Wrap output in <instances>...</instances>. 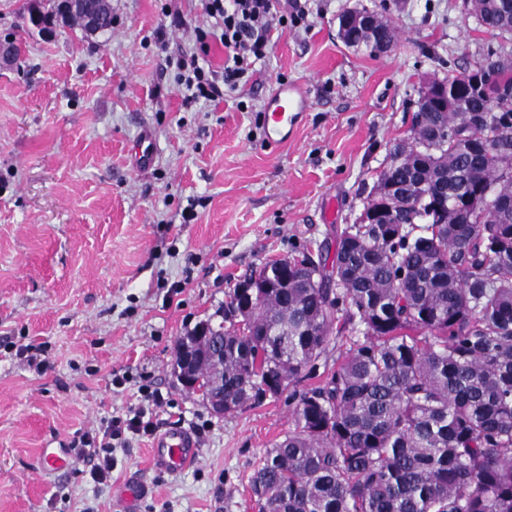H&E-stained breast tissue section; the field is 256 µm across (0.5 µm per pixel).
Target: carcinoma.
<instances>
[{"mask_svg":"<svg viewBox=\"0 0 512 512\" xmlns=\"http://www.w3.org/2000/svg\"><path fill=\"white\" fill-rule=\"evenodd\" d=\"M494 41L489 96L465 91L448 112L416 101L410 141L389 162L333 260L318 249L266 263L259 305L185 343L220 345L194 376L233 411L316 374L334 325L357 332L323 382L298 393L295 427L249 484L259 512H512V0H465ZM343 42L380 56L395 43L382 14ZM71 21L112 28L107 0ZM393 209L399 224H373ZM288 275V291L269 287Z\"/></svg>","mask_w":512,"mask_h":512,"instance_id":"obj_1","label":"carcinoma"}]
</instances>
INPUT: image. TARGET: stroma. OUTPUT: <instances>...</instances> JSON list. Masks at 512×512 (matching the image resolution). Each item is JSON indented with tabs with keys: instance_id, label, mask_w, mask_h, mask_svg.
<instances>
[{
	"instance_id": "1",
	"label": "stroma",
	"mask_w": 512,
	"mask_h": 512,
	"mask_svg": "<svg viewBox=\"0 0 512 512\" xmlns=\"http://www.w3.org/2000/svg\"><path fill=\"white\" fill-rule=\"evenodd\" d=\"M166 6L200 13L197 0H112L111 30L90 35L32 25L45 0H0V48H21L0 61V512H123L132 478L146 489L136 512H257L249 478L292 429L295 403L211 414L174 375L176 341L266 262L335 248L337 225L355 222L409 137L420 88L491 41L463 0H310L309 28H286L251 81L187 106L168 58L194 33L167 25ZM363 7L386 8L390 54L339 38V15ZM280 80L302 83L311 108L269 150L257 115ZM145 134L153 161L136 171ZM29 344L46 370L20 356ZM144 387L164 397L156 429L193 432L196 467L155 471L140 434L116 449L109 485L76 460L39 472L40 448L70 447Z\"/></svg>"
}]
</instances>
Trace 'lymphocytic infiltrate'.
Masks as SVG:
<instances>
[{
  "mask_svg": "<svg viewBox=\"0 0 512 512\" xmlns=\"http://www.w3.org/2000/svg\"><path fill=\"white\" fill-rule=\"evenodd\" d=\"M207 28H195L197 43L207 39L219 41L224 47V69L216 71L201 66L195 55L177 58L178 82L184 92L185 103L213 101L224 93L234 91L248 78L256 62L265 58L272 47L274 30L287 27L289 22L307 19L308 11L300 0H294L291 9H284L281 0H200ZM162 396L155 391H143L137 407L125 416H116L97 429L82 433L71 453L89 468L93 482L105 485L112 479L116 463V444L125 434H148L153 430L151 415L160 405Z\"/></svg>",
  "mask_w": 512,
  "mask_h": 512,
  "instance_id": "lymphocytic-infiltrate-1",
  "label": "lymphocytic infiltrate"
}]
</instances>
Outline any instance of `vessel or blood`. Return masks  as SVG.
<instances>
[{
    "label": "vessel or blood",
    "mask_w": 512,
    "mask_h": 512,
    "mask_svg": "<svg viewBox=\"0 0 512 512\" xmlns=\"http://www.w3.org/2000/svg\"><path fill=\"white\" fill-rule=\"evenodd\" d=\"M308 108L309 99L300 85L278 83L270 92L262 113L265 146L275 148L287 142L294 132L298 114ZM69 460L68 452L62 448H45L40 452V465L46 472L65 469ZM151 461L156 470L175 475L197 464L199 452L187 429L172 426L154 439Z\"/></svg>",
    "instance_id": "1"
}]
</instances>
